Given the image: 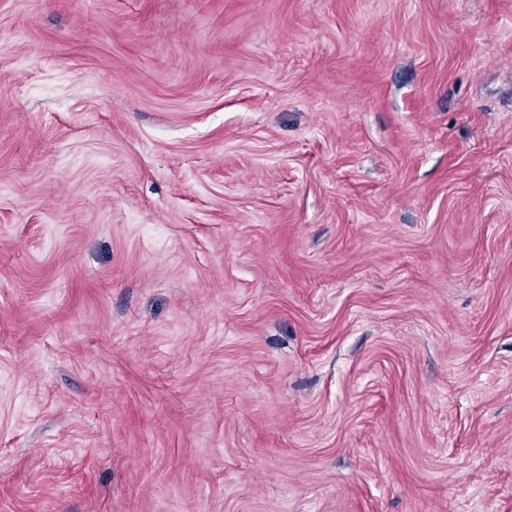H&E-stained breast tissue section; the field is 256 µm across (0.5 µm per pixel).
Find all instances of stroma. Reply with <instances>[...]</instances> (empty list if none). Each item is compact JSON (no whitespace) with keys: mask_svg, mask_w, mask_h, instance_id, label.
Wrapping results in <instances>:
<instances>
[{"mask_svg":"<svg viewBox=\"0 0 512 512\" xmlns=\"http://www.w3.org/2000/svg\"><path fill=\"white\" fill-rule=\"evenodd\" d=\"M0 512H512V0H0Z\"/></svg>","mask_w":512,"mask_h":512,"instance_id":"35a3bbf8","label":"stroma"}]
</instances>
